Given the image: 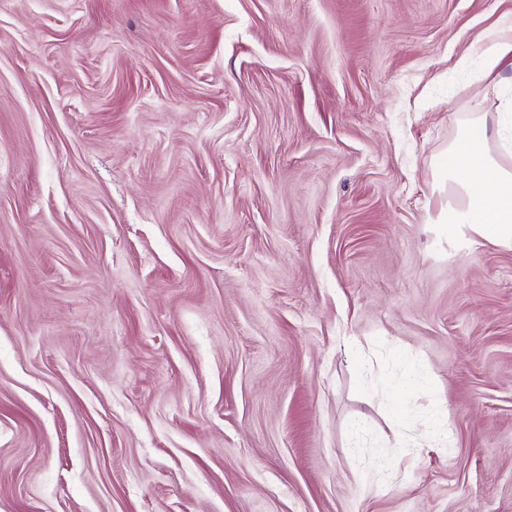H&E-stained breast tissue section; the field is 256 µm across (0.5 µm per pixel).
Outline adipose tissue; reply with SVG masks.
<instances>
[{
    "label": "adipose tissue",
    "mask_w": 512,
    "mask_h": 512,
    "mask_svg": "<svg viewBox=\"0 0 512 512\" xmlns=\"http://www.w3.org/2000/svg\"><path fill=\"white\" fill-rule=\"evenodd\" d=\"M434 188L448 195L437 223L460 224L481 240L512 248L511 136L489 134L485 117L473 118L449 146Z\"/></svg>",
    "instance_id": "obj_1"
}]
</instances>
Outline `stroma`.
Listing matches in <instances>:
<instances>
[{"label": "stroma", "instance_id": "stroma-1", "mask_svg": "<svg viewBox=\"0 0 512 512\" xmlns=\"http://www.w3.org/2000/svg\"><path fill=\"white\" fill-rule=\"evenodd\" d=\"M512 0H0V512H512V248L435 171Z\"/></svg>", "mask_w": 512, "mask_h": 512}]
</instances>
